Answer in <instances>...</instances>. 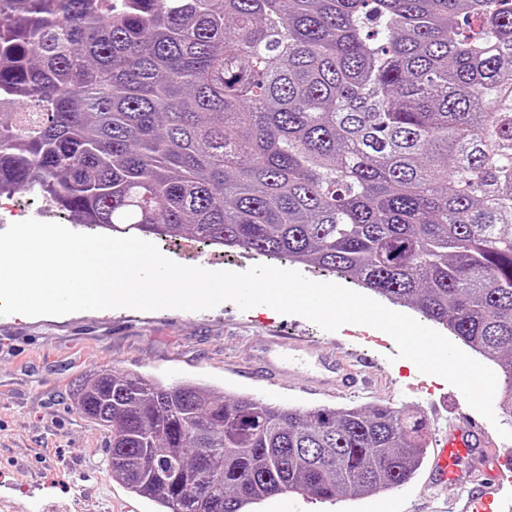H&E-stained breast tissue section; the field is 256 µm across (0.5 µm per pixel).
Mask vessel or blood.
Here are the masks:
<instances>
[{
  "label": "vessel or blood",
  "instance_id": "b4317fda",
  "mask_svg": "<svg viewBox=\"0 0 512 512\" xmlns=\"http://www.w3.org/2000/svg\"><path fill=\"white\" fill-rule=\"evenodd\" d=\"M260 366L253 376L270 385L284 383L290 364L297 363L306 371V383L324 390L336 398L358 395L369 383L370 376L352 361L347 352L341 351L331 358H323L316 347L294 334H277L270 340L266 355L260 356ZM490 436L485 424L467 413H459L448 422L447 434L436 440L437 461L431 472L432 481L454 483L465 493L461 512H489L493 489L471 483V468L491 465L490 476H504L505 459L490 462ZM85 489L76 486L67 499H44L40 512H84Z\"/></svg>",
  "mask_w": 512,
  "mask_h": 512
}]
</instances>
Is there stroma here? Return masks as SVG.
<instances>
[{"mask_svg": "<svg viewBox=\"0 0 512 512\" xmlns=\"http://www.w3.org/2000/svg\"><path fill=\"white\" fill-rule=\"evenodd\" d=\"M163 255L187 266L242 272L258 264L291 269L315 282H340V275L314 265L270 260L256 253L239 258L228 248L220 260L196 246L193 237L151 236ZM289 327L320 351L344 347L368 362L373 382L352 398L357 407L388 405L425 416L430 438L457 405V389L444 379L419 372L398 358L386 333L359 325L354 335L327 332L298 315L265 305L240 309L225 301L200 311L113 308L63 316L0 317V483L18 480L42 484L55 499L71 495L72 484L85 478L87 512H114L132 498L111 474L106 430L80 415L69 395L71 383L100 367H113L170 384L191 379L218 390L253 396L302 410L339 406L334 399L298 385L266 386L244 370L261 355L274 331ZM434 458L426 456L407 483L388 491L321 501L308 494H281L259 506V512H281L294 502L295 512H460V489L435 487L429 478Z\"/></svg>", "mask_w": 512, "mask_h": 512, "instance_id": "stroma-1", "label": "stroma"}]
</instances>
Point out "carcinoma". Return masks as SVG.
<instances>
[{"mask_svg": "<svg viewBox=\"0 0 512 512\" xmlns=\"http://www.w3.org/2000/svg\"><path fill=\"white\" fill-rule=\"evenodd\" d=\"M120 234L312 263L502 371L512 417V0H0V194ZM75 409L158 512L408 482L426 419L115 369Z\"/></svg>", "mask_w": 512, "mask_h": 512, "instance_id": "obj_1", "label": "carcinoma"}]
</instances>
